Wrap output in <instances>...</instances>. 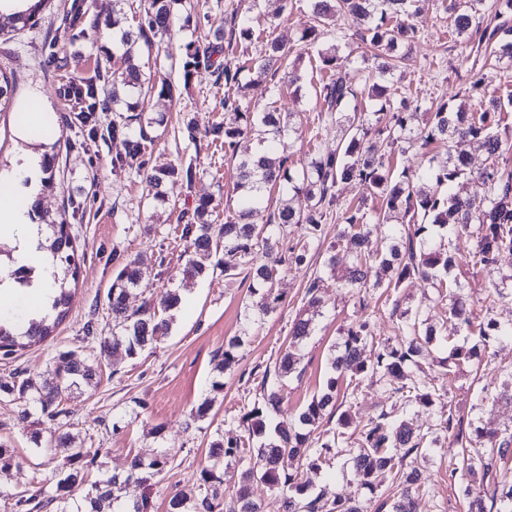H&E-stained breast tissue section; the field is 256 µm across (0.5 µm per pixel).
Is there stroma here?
<instances>
[{"label": "stroma", "mask_w": 512, "mask_h": 512, "mask_svg": "<svg viewBox=\"0 0 512 512\" xmlns=\"http://www.w3.org/2000/svg\"><path fill=\"white\" fill-rule=\"evenodd\" d=\"M451 0H415L419 30L407 54L399 62L390 82L393 101L408 100L415 112L413 128H423L428 114L438 104H465L474 101L465 92L472 78H480L487 93L512 95V66L494 61L490 54L463 52L464 36L453 27ZM90 13L77 29L64 27L62 18L74 0H53L38 16L34 28L9 33L0 38V72L13 89V102L0 106V171L10 170L28 145L15 136L17 103L31 94H42L45 110L55 121L56 132L46 147L56 161L50 186L39 191V211L44 223H66L75 240L80 259L78 281L72 289L69 314L47 341L20 350L11 363L0 361V377L21 371L36 379L53 366L59 352L75 351L97 373L96 387L74 392L61 406L67 412L71 432L78 444L96 451V464L88 482L125 475L133 457L150 461L167 453L169 464L151 489L154 512H167L170 497L177 492L197 493L201 471L208 467V448L216 432L239 436L241 418L253 400L262 373L288 344V331L300 316L311 318L313 333L299 354L302 377L286 376L280 381L284 417H292L315 395L321 394L328 377V363L343 330L362 317H369L377 338L391 345L405 342L398 326L402 313H418L432 323H442L448 307L435 288L418 278L406 280L398 290L381 288L357 295L336 288L326 278L321 290L326 299L313 309L305 298L311 276L324 273V261L336 256L338 264L348 260L336 249V226L348 208L364 205L367 211L380 208L379 199L362 200L352 182L339 183L337 203L320 241L311 246L310 260L289 266L274 281L284 301L270 314L258 316L251 310L257 295L249 283L225 280L217 273L193 281H183L181 268L187 259L181 240L183 225L192 223L199 199L214 202L211 223L235 218L239 199L233 186L237 180L234 162L215 145L208 130L224 119V83L214 73L201 70L184 78V46L193 41L204 45L213 32L230 26L231 15L249 19L264 39L275 38L290 50L288 68L299 77V90L274 93L277 79L255 78L242 73L244 89L234 97L241 110L265 112L276 109L296 113L295 130L277 142V151L287 157L290 168L298 169L316 153L334 151L335 125L322 116L315 88L321 73L318 53L338 46L340 56L361 53L359 20L340 15L335 25L320 27L314 44L300 42L305 27L315 24L310 0H289L286 11L275 15L274 0H183L168 36L156 38L148 54L138 64L145 76L166 77L172 82V97L140 99L137 110L143 116L164 115L163 124L149 128L153 139L144 155L143 171L118 167L117 159L127 150L124 138L92 137L79 120L67 91L70 85L90 80L96 62L112 48L108 22L115 5H122L128 26L138 24L144 0H89ZM196 122V138L188 140L185 124ZM181 166L191 168L192 179H178L166 186L165 203H157L148 172ZM143 259L147 272L126 304L136 311L144 298L168 288H179L188 298L186 308L176 310L170 331L156 348L127 358L103 351L97 340L88 338L87 323H94L99 337L110 335L112 314L107 291L122 262ZM512 273V252L500 253L493 271L468 266L452 270L466 285L472 308H480L501 276ZM243 335L242 358L232 369L217 374L214 357L223 352L226 338ZM476 347V356L467 363L450 365L453 346ZM512 364V343L479 344L472 332L463 330L451 342L433 345L421 359L415 377L429 381L439 394L431 408L402 406L378 383L362 381L352 405L354 425L344 436L340 453L332 459L329 473L312 478L314 488L356 492L359 478L349 457L356 443L357 427L381 411L403 409L415 426L428 429L441 411L450 409L463 427H492L512 430V403L500 400L504 366ZM224 388L213 392L214 379ZM213 397L214 407L207 418L192 420L190 413L204 398ZM21 405L0 395V445L13 452V465L0 471V512H11L15 494L50 483L54 465L45 451L56 424L38 414L20 420ZM448 447H435L410 455L406 469L421 475L422 490L416 512H465V489L481 492V482L465 484L450 478Z\"/></svg>", "instance_id": "35a3bbf8"}]
</instances>
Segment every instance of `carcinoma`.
<instances>
[{"label": "carcinoma", "instance_id": "cac0c4a2", "mask_svg": "<svg viewBox=\"0 0 512 512\" xmlns=\"http://www.w3.org/2000/svg\"><path fill=\"white\" fill-rule=\"evenodd\" d=\"M51 0H36V3L21 14H0V34L32 28L37 25L38 14ZM182 0H147L138 33L126 29L122 22V10L112 17V54L106 55L107 66L99 68L95 78L112 87V105H125L126 111L135 109V100L142 92H157L160 97L172 95V84L166 80L145 86V80L136 58L141 48L154 46V39L169 31ZM412 0H313L315 19L335 21L336 15L348 13L365 23L362 42L377 60L378 80L357 91L343 74L344 64L339 62L336 51L319 54V70L329 77L315 88L316 99L322 103L326 120L340 129L341 139L336 152L319 154L308 165L297 170L288 167V158L277 155L272 141L291 130L294 112L268 111L260 114L243 112L236 103L224 100V121L212 125L209 133L213 140L222 141L224 154L239 159V181L235 190L245 192L241 196L238 218L220 225L208 223L210 201L201 199L194 209V223L184 226L182 236L191 238L192 251L185 262L182 276L185 280L204 277L217 270L231 281L247 270L251 278L250 292H263L256 303L258 313L267 315L282 302V294L275 292L273 281L276 272L290 264L307 262L308 249L295 252L285 246L287 230L299 226L303 237L314 241L322 237L327 220L328 207L333 204V189L340 182L353 181L362 190L363 198L381 200L380 210L370 217L362 207L348 213L344 223L338 225L337 238L347 242L351 262L341 272L337 271L336 255H330L326 267L339 288H348L357 293L382 286L398 290L401 284L418 276L432 287L448 288V318L442 330L426 323L416 315L405 319L401 331L409 337L406 348H395L385 341H375L369 319H360L347 328L342 337L339 354L329 366L326 388L321 395L312 397L298 415L288 422L275 425L274 434H267V423L272 415L280 412L282 397L280 379L285 375L302 374L296 350L312 334L311 319L294 320L289 335L288 349L276 359L274 367L266 368L250 409L243 414L249 421L248 436L224 439L218 432L210 446L211 465L201 471L199 493L193 499V512H220L224 475L229 466L240 467L238 480L227 504V512H263L261 504L252 497V485L264 483L280 492L281 512H367L359 496L332 495L325 490L317 495L310 493V482L305 472H317L330 462L339 447V438L351 424L349 410L342 411L336 420V431L325 441L314 437L321 426L328 407L336 406V391L341 380L353 383L358 389L365 379L382 382L398 400L414 403L420 407L433 405L434 385H419L410 378L407 368L410 362L421 355L441 335L450 339L466 328L478 327V337L484 341H512V324H501L490 318L496 299L485 298L488 320L470 308L463 297V286L457 280L443 285V276L455 265L456 256L452 235L465 233L475 241V250L470 256V265L485 270L493 269L497 256L512 251V170L490 167L471 175L475 190L462 195L453 191L460 176L469 171V158L465 150L467 142L482 141L489 156L496 158L503 151V142L494 132L496 117L512 105V96L501 100L492 98L485 108L470 112L466 106L439 105L430 113L423 130L416 133L408 123L407 104L401 103L392 113V124L380 127L369 118L363 107V99L390 102L388 76L394 67L393 60L411 40L416 27L409 22L412 16ZM482 0H465L454 6L453 27L462 35L477 34L478 41L492 47L499 60L512 62V26L503 22L492 27L482 26L480 6ZM231 38L224 39V31L216 30L212 39L204 46L189 42L185 46L183 63L184 80H189L200 68L211 69L224 78V86L232 89L239 83L242 72L248 70L258 77L268 73L269 67L285 63L288 47L276 39L264 44L263 62L253 66L247 62L227 58L224 42L251 43L258 38L249 21L231 18ZM164 116L142 119V114L123 116L112 120L108 130L112 136L122 135L127 151L117 164L121 167L140 170L144 166L143 156L152 142L146 127L162 124ZM138 128H133L132 124ZM256 139L266 144V152L238 154L241 140ZM386 142L390 150L400 143L417 141L423 148L436 141H450L454 151L439 167L413 170L409 167L394 169L386 165L384 155L379 153L377 140ZM192 179V168L184 170L171 167L148 175L156 189L155 199L165 202V184L178 178ZM417 179L433 182V189L418 190ZM275 186L288 194L277 209L269 210V200L264 188ZM304 196L310 206L306 213L297 212L291 200ZM408 218L407 223L397 224L395 218ZM387 229L393 241L387 250L375 248L371 242L373 231ZM46 250L54 268L58 295L51 304L50 312L40 319H33L23 332H16L9 324L0 323V358L10 359L18 350L31 344L45 341L66 318L69 311V281H77L78 265L75 246L70 234L63 232V225H46ZM234 257L233 264L213 262L218 250ZM9 257V264L0 267V272L21 284L31 281L29 274L34 268L28 265L13 266L12 249L0 241V256ZM146 270L137 259L126 262L117 272L107 293L108 308L112 312L113 332L100 337V346L125 353L133 358L152 349L165 337L170 328L166 313L177 309L180 293L167 290L157 300L148 299L140 309L128 312L126 300L129 290L137 287ZM322 277L316 275L308 282L305 296L308 305L319 308L325 299L319 294ZM243 337L232 336L224 341V352L216 364L220 373L238 362ZM373 346V356L362 357V352ZM63 367L48 370L40 380L9 375L0 378V394L10 395L23 403L21 414L30 409L57 420L65 411L60 409L62 397L82 386L97 384L96 373L76 353H59ZM439 429L448 432L449 447L460 449L458 460H450L449 475L460 479L481 477L486 481L492 473L494 459L512 457V432L476 428L469 434L453 412L442 413L438 419ZM55 441L50 452L63 454L65 463L58 471L56 483L47 488L38 487L30 496H15L13 512H38L55 508V512H154L150 495L132 503L122 500L120 491L123 481L114 475L94 484L91 492L77 499L75 491L85 482L86 474L96 464V456L79 446L69 431L68 422H60L54 431ZM262 442L257 454L250 455L253 438ZM358 450L349 458L352 467L361 476V488L374 492L386 478L402 480L399 497L392 504V512H415V495L421 485L415 472L403 470L405 459L414 452L429 448L437 439L414 431L404 420H393L383 412L368 423L357 437ZM169 463L167 455L154 458L149 464L134 458L127 478H136L147 486L160 476ZM489 498L499 504L497 512H512V485L496 484L490 489Z\"/></svg>", "mask_w": 512, "mask_h": 512}]
</instances>
